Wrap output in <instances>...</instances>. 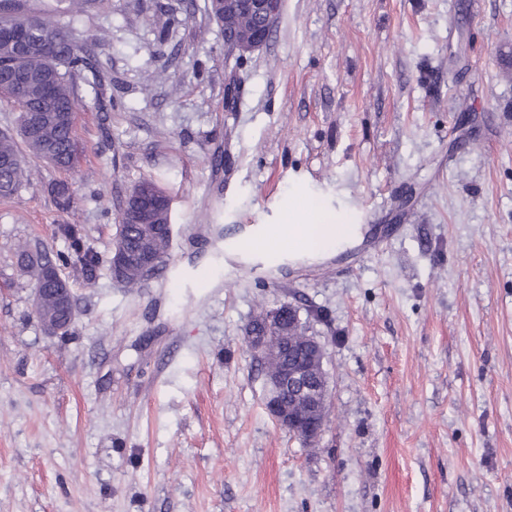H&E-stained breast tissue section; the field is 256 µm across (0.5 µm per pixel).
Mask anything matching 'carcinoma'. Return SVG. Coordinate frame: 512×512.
<instances>
[{"instance_id": "obj_1", "label": "carcinoma", "mask_w": 512, "mask_h": 512, "mask_svg": "<svg viewBox=\"0 0 512 512\" xmlns=\"http://www.w3.org/2000/svg\"><path fill=\"white\" fill-rule=\"evenodd\" d=\"M29 0H0V27L32 26L41 34L45 50L39 54L22 55L15 48L0 41V99L15 104L19 109L18 135L0 131V161L10 162L0 167V196L9 197L24 185L29 173L30 160L35 158L52 166L71 170L82 152L76 137V120L60 124L56 112L61 107L77 112V95L73 77L94 68V61L86 46L91 36L68 25H58L44 13L28 7ZM26 79L27 91L22 97L15 95L10 75ZM38 114L41 123L37 132H30L28 116ZM172 223V210L164 207L141 213L135 219L119 217L115 246L130 252L149 253L164 262L171 238L162 234L158 226ZM62 234L69 242L70 252L50 257L47 253L31 252L21 247L20 262L41 283L45 270L71 261L95 262L91 251L85 248L83 234L77 227L66 224ZM268 312L261 306L251 316L247 327L257 336L269 337L271 354L256 359L264 376H274L291 360L306 355L301 348L302 336L309 330L307 323L295 325L288 319L279 324L267 322Z\"/></svg>"}]
</instances>
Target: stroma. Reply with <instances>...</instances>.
I'll return each mask as SVG.
<instances>
[{
    "instance_id": "1",
    "label": "stroma",
    "mask_w": 512,
    "mask_h": 512,
    "mask_svg": "<svg viewBox=\"0 0 512 512\" xmlns=\"http://www.w3.org/2000/svg\"><path fill=\"white\" fill-rule=\"evenodd\" d=\"M93 0L76 170L0 197V512H512V0H282L238 64L183 0ZM172 197L162 269L113 280L120 207ZM66 182L71 207L53 188ZM352 225L259 257L269 224ZM70 333L20 243L64 253ZM317 311L329 414L304 444L263 405L259 306ZM141 185H152L156 189H158L162 194L167 197V200L172 202L171 196L161 187L158 181L153 178H144L140 180L133 188L129 197L140 187ZM150 186H146L143 188L138 203L140 205L141 210H150L155 207H159L163 204L164 199L163 196L156 190ZM61 231L69 242L70 252L67 254L57 253L55 255V263L46 252H41L39 249H36L37 252L32 253L27 245L21 247L19 255L21 265L31 275V278H34L35 285L41 283L43 274L46 270L44 282L54 286V288L47 287L46 285L42 288H34L35 308L37 305L43 306L45 304L42 311L36 310V316L38 319L44 316H50L52 318L59 316V311L56 309L52 298L48 295L45 299L46 291L53 292L57 308L63 312V316L60 318H47L40 321L45 331L51 336H56L70 331L76 318V301L72 288H70L67 281L61 277L58 269L56 276L53 269L47 268L54 267V265H60V263L61 265H64L71 261L76 262L77 260L81 264L83 261L91 262V266L95 263V255L92 251L85 248L83 234H81L80 230L77 229L76 226L66 224L61 227ZM83 250L85 252L84 257L80 255ZM89 254H92L91 258H88ZM57 280H62L61 282L64 284V287H61V285L57 283Z\"/></svg>"
}]
</instances>
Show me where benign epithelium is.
Returning a JSON list of instances; mask_svg holds the SVG:
<instances>
[{
    "label": "benign epithelium",
    "mask_w": 512,
    "mask_h": 512,
    "mask_svg": "<svg viewBox=\"0 0 512 512\" xmlns=\"http://www.w3.org/2000/svg\"><path fill=\"white\" fill-rule=\"evenodd\" d=\"M223 4L225 20L220 22L224 32V42L231 45L238 56L243 58L255 50L263 47L273 30L274 22L280 10V0H219ZM245 14L253 19L249 27L228 28L226 18ZM163 196L154 188H143L138 203L143 210H150L163 204ZM137 265L144 277H151L158 268V259L143 256L135 260L119 248H112V275L113 279L121 280L123 272L129 264ZM61 276L49 268L45 272L44 282L52 285L51 292L55 296L57 308L63 316L41 321L45 331L56 336L66 333L72 328L76 318V305L73 289L69 284L61 285L57 280ZM306 370L294 368L288 375L291 388L298 391L302 403L288 406L278 396L279 384L276 380L265 382L266 395L264 406L271 418L280 426L288 429L295 436L305 442L316 441L323 430L325 413L329 406V391L326 377L321 376L315 382L305 378Z\"/></svg>",
    "instance_id": "1"
}]
</instances>
